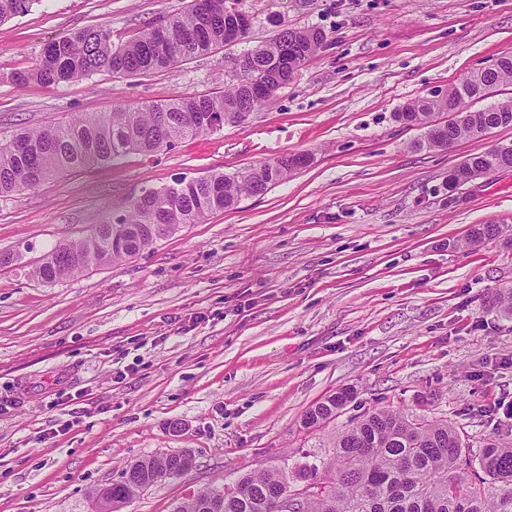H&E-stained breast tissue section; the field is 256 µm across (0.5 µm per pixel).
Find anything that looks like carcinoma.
I'll return each mask as SVG.
<instances>
[{"mask_svg":"<svg viewBox=\"0 0 512 512\" xmlns=\"http://www.w3.org/2000/svg\"><path fill=\"white\" fill-rule=\"evenodd\" d=\"M35 0H0V22L26 13ZM235 0H189L186 8L164 19L165 38L152 22L128 42L116 46L103 29L68 33L43 49L39 64L19 81L44 83L82 80L101 71L140 75L224 47V25L233 21ZM326 42L319 29L283 27L274 38L233 58L256 61L268 77L277 71L297 72ZM253 73L242 71L218 95L175 96L148 106L127 107L66 124L26 129L0 147V197L32 190L62 171L113 161L130 152L151 154L170 149L187 138L224 128L227 112H252L260 102L252 95ZM512 81V55L489 69L464 76L448 89L407 103L397 119L424 129L415 149H445L463 139H478L489 131L512 127V99L482 110L463 105L491 88ZM448 112L444 125L432 117ZM305 155H284L244 171H215L183 176L161 188L146 189L122 210L95 225L89 236L48 253L34 275L51 284L73 277L91 265L116 264L135 258L184 224H199L209 215L230 208L244 195L260 196L305 165ZM512 169V144L473 153L454 168L448 188L473 178ZM487 306L512 318V285L487 298ZM344 389L310 408L302 424L311 429L332 419L351 399ZM326 467L286 471L258 469L239 477L233 488L211 487L193 493L174 512H277V500L297 483L309 487L301 512H512V445L489 444L480 449L476 481L461 476L472 466L471 450L457 426L448 420L403 415L377 409L333 439ZM193 467L183 451L161 453L129 465L132 476L112 484L101 509L118 507L164 478L179 477Z\"/></svg>","mask_w":512,"mask_h":512,"instance_id":"obj_1","label":"carcinoma"}]
</instances>
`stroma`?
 <instances>
[{"mask_svg": "<svg viewBox=\"0 0 512 512\" xmlns=\"http://www.w3.org/2000/svg\"><path fill=\"white\" fill-rule=\"evenodd\" d=\"M188 0H38L0 23V143L78 115L222 91L231 60L278 24L324 47L239 124L151 155L66 170L0 198V512H97L95 489L131 462L191 451L186 475L121 512H172L260 468L329 461L335 435L375 409L456 424L471 452L512 443V170L456 191L466 156L512 142L418 150L396 118L512 53V0H238L248 37L168 69L21 84L47 43L84 28L113 44ZM309 163L264 195L188 224L136 258L54 284L33 270L146 188ZM499 237L470 244L473 227ZM344 389L335 419L305 413Z\"/></svg>", "mask_w": 512, "mask_h": 512, "instance_id": "obj_1", "label": "stroma"}]
</instances>
